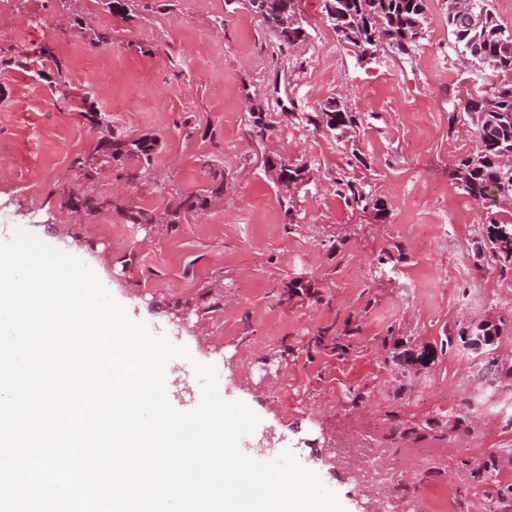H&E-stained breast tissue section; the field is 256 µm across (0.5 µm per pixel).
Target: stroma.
Returning a JSON list of instances; mask_svg holds the SVG:
<instances>
[{"instance_id": "stroma-1", "label": "stroma", "mask_w": 512, "mask_h": 512, "mask_svg": "<svg viewBox=\"0 0 512 512\" xmlns=\"http://www.w3.org/2000/svg\"><path fill=\"white\" fill-rule=\"evenodd\" d=\"M321 5L301 0L310 40L275 61L258 18L226 0H179L172 12L151 0L127 21L105 0H78L87 27L111 30L105 49L62 33L52 0H0V46L28 61L0 67V238L20 227L99 268L130 319L188 349L174 360L175 408H194L201 393L194 362L213 365L221 396L260 418L250 451L268 460L291 451L346 512H362L368 498L327 442L350 422L364 447L386 448L383 464L401 467L404 495L445 487L447 512H499L512 491V460L502 454L512 449V257L492 255L483 226L492 213L512 221V207L475 203L448 175L449 159L474 147L449 138L448 103L477 96L485 77L459 66L444 0H429L427 35L410 56L364 65ZM44 46L74 86L72 100L52 92ZM86 91L129 136L159 138L153 167L169 187L202 188L203 162L223 167V204L163 232L115 211L73 223L60 189L73 157L93 144ZM250 98L275 123L270 144L249 132ZM334 98L364 119L346 142L305 120ZM271 146L318 175L295 190L289 211L267 165ZM339 178L364 185L382 216L352 213L336 193ZM216 282L224 299L204 312ZM348 319L359 330L346 354L311 347ZM487 320L499 327L492 350L452 349L403 378L385 369L386 339L435 346ZM396 418L419 432H392ZM431 418L439 429H425ZM493 456L496 477H479Z\"/></svg>"}]
</instances>
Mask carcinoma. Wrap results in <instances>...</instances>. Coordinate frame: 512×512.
I'll use <instances>...</instances> for the list:
<instances>
[{"mask_svg": "<svg viewBox=\"0 0 512 512\" xmlns=\"http://www.w3.org/2000/svg\"><path fill=\"white\" fill-rule=\"evenodd\" d=\"M68 23V30L97 49L112 45V32L86 27L78 13L77 0H56ZM139 0H111L107 3L115 17L127 21L135 16ZM248 10L259 18L274 40L278 55L290 57L306 41V21L298 9L300 0H247ZM448 31L454 38L458 55L470 61L475 71H490L504 79L491 82L480 91L478 99L470 100L462 109L452 104L449 109V128L464 126L476 141L474 151L456 159L449 171L458 189L478 203L500 202L512 205V172L503 168L499 160L512 156V29L502 26L495 17L491 0H446ZM322 12L339 40L355 48L357 60L378 61L381 53L390 51L407 55L419 46L428 29V13L424 0H322ZM9 69L26 66V55L18 50L0 49V67ZM263 103L248 101L250 134L266 139L272 128L266 121ZM362 117L347 104L334 99L317 112L307 116V122L317 131L330 134L340 141L355 132ZM97 130L90 150L74 157L70 168L73 182L62 189V197L78 199V220L87 221L114 207L112 198L95 193V186L117 171L135 186L154 180L152 158L159 147V138L143 135L130 138L112 125L109 115L94 117ZM310 178V166L292 164L278 170V184L291 194L298 185ZM336 189L352 211L367 213L376 210L380 216L379 201L368 197L364 187L352 181L336 180ZM224 202V170L211 169L204 188L169 193L163 209L124 207L129 222L149 224L170 229L188 217L205 212L210 206ZM488 241L492 252L512 256V223L488 217ZM391 373H420L429 368L414 367V352L393 348L387 360Z\"/></svg>", "mask_w": 512, "mask_h": 512, "instance_id": "1", "label": "carcinoma"}]
</instances>
